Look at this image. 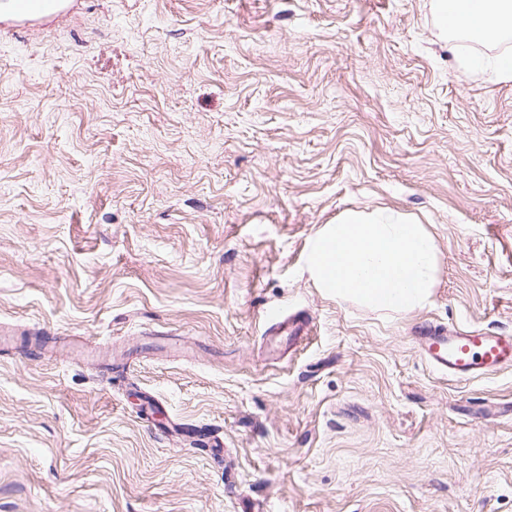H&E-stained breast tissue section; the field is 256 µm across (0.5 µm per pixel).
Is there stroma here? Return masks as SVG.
<instances>
[{
  "mask_svg": "<svg viewBox=\"0 0 512 512\" xmlns=\"http://www.w3.org/2000/svg\"><path fill=\"white\" fill-rule=\"evenodd\" d=\"M463 58L433 0L0 13V512H512V368L412 340L512 332V80ZM377 209L437 240L421 310L307 273ZM266 317L270 324L269 335L274 336L277 344L286 343L288 348L295 347L304 336L309 335L308 321L289 318L275 309L269 310ZM421 356L448 379L470 381L512 367V333L421 325L412 336Z\"/></svg>",
  "mask_w": 512,
  "mask_h": 512,
  "instance_id": "obj_1",
  "label": "stroma"
}]
</instances>
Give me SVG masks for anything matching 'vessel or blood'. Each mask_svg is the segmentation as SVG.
Listing matches in <instances>:
<instances>
[{
  "label": "vessel or blood",
  "mask_w": 512,
  "mask_h": 512,
  "mask_svg": "<svg viewBox=\"0 0 512 512\" xmlns=\"http://www.w3.org/2000/svg\"><path fill=\"white\" fill-rule=\"evenodd\" d=\"M276 343L296 346L309 324L272 309L266 314ZM414 342L421 356L441 375L457 381L481 379L512 367V333L424 324Z\"/></svg>",
  "instance_id": "b4317fda"
}]
</instances>
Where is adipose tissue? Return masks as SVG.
Here are the masks:
<instances>
[{"mask_svg":"<svg viewBox=\"0 0 512 512\" xmlns=\"http://www.w3.org/2000/svg\"><path fill=\"white\" fill-rule=\"evenodd\" d=\"M439 21L456 15L461 27L475 40L485 43L497 41L504 26L512 24V0H484L474 9L461 0H436Z\"/></svg>","mask_w":512,"mask_h":512,"instance_id":"obj_1","label":"adipose tissue"}]
</instances>
